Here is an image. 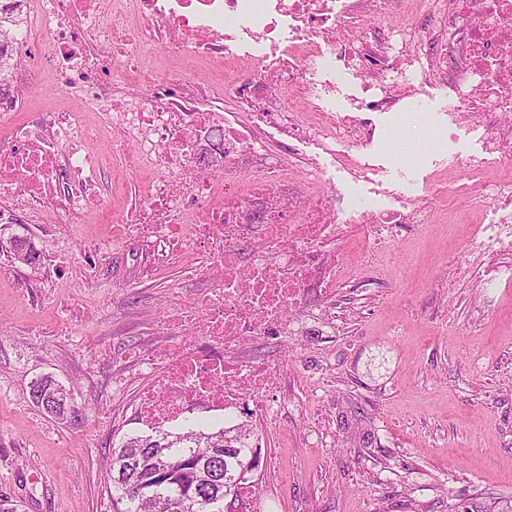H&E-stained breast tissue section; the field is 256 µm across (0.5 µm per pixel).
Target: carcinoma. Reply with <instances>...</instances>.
I'll use <instances>...</instances> for the list:
<instances>
[{
  "mask_svg": "<svg viewBox=\"0 0 512 512\" xmlns=\"http://www.w3.org/2000/svg\"><path fill=\"white\" fill-rule=\"evenodd\" d=\"M32 398L57 418L70 412L71 399L52 379L36 382ZM156 437L158 446L145 435L128 438L112 456L113 512H224V486L237 496L244 489L238 473L254 448L248 433L191 424ZM451 512H512V495L481 504L463 499Z\"/></svg>",
  "mask_w": 512,
  "mask_h": 512,
  "instance_id": "1",
  "label": "carcinoma"
}]
</instances>
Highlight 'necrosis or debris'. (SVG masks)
Returning a JSON list of instances; mask_svg holds the SVG:
<instances>
[{"instance_id":"obj_1","label":"necrosis or debris","mask_w":512,"mask_h":512,"mask_svg":"<svg viewBox=\"0 0 512 512\" xmlns=\"http://www.w3.org/2000/svg\"><path fill=\"white\" fill-rule=\"evenodd\" d=\"M411 6L430 23L410 26L399 53L385 19ZM13 13L21 20L0 28V59L13 63L24 50L102 122L66 112L22 119V99L0 95V189L11 196L0 220L21 209L78 237L81 206L103 200L97 172L108 158L115 177H154L94 250L103 256L136 241L148 251L138 276L175 258L211 281L167 312L161 341L137 356L155 380L139 400L145 422L175 423L200 407L228 420L244 407L273 419L284 367L254 356L253 343L325 327L336 306L344 232L336 207L315 167L298 177L287 155L266 161L262 130L312 138L328 154L340 143L361 150L376 136L367 112L399 106L413 78L450 80L449 136L481 135V153L463 160L461 175L469 209L482 214L475 234L488 254L512 255V0H41L35 22L25 18L27 0H0V14ZM241 41L259 46L243 68L233 49ZM148 48L176 67L142 84ZM333 58L352 69L376 61L372 93L354 115L301 111L290 91ZM109 60L121 63L123 84L105 78ZM202 69L208 82L197 77ZM227 93L247 121L225 111ZM432 211L404 201L350 209L367 228L370 255L403 225L429 223ZM198 327L199 344L191 340Z\"/></svg>"}]
</instances>
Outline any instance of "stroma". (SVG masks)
I'll list each match as a JSON object with an SVG mask.
<instances>
[{
	"instance_id": "obj_1",
	"label": "stroma",
	"mask_w": 512,
	"mask_h": 512,
	"mask_svg": "<svg viewBox=\"0 0 512 512\" xmlns=\"http://www.w3.org/2000/svg\"><path fill=\"white\" fill-rule=\"evenodd\" d=\"M29 75L28 116L71 106L46 73ZM369 78L340 64L317 69L305 102L352 111ZM449 93L429 81L404 114L373 112L367 177L315 141L290 148L315 159L329 194L377 207L423 202L435 179L452 177L453 158L479 152L468 136L448 142ZM406 154L412 164H399ZM472 219L461 197L439 200L430 224L406 228L367 275L350 262L364 238L352 225L336 244L348 262L335 332L254 343L256 355L283 363L285 380L273 394L278 416L253 424L261 468L237 512H448L462 496L512 494V281L492 277ZM18 237L39 253L36 265L15 260ZM141 254L138 243L120 245L80 281L68 265L84 255L57 225L0 223V264L10 270L0 277V497L20 512H112L113 451L156 431L137 411L149 380L133 354L199 282L179 262L135 278ZM45 376L70 390L77 417L59 420L35 403L32 386Z\"/></svg>"
}]
</instances>
